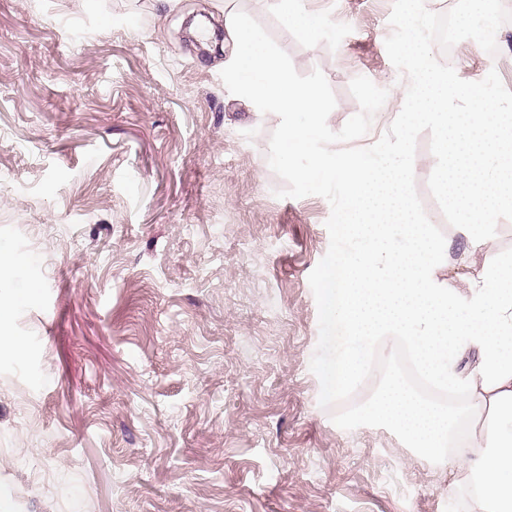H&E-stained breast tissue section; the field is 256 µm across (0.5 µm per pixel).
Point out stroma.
Listing matches in <instances>:
<instances>
[{
    "instance_id": "1",
    "label": "stroma",
    "mask_w": 512,
    "mask_h": 512,
    "mask_svg": "<svg viewBox=\"0 0 512 512\" xmlns=\"http://www.w3.org/2000/svg\"><path fill=\"white\" fill-rule=\"evenodd\" d=\"M393 0H302L326 19L304 40L275 0H0V252L33 259L0 298H36L0 351V484L19 512H483L447 464L416 458L362 409L396 375L383 347L350 391L325 395L333 350L321 272L358 259L336 234L343 183L273 164L278 117L229 79L232 45L196 42L243 11L299 74L321 71L340 131L364 76L387 90L368 133L399 114ZM498 52H437L466 81L512 90V22ZM420 134L416 189L428 188ZM469 258L471 277L512 253V211ZM36 290L35 286L26 288L24 292L14 297L9 304L5 306L0 304V350H2V348H9L19 353L24 350V342L22 339L9 334L7 330L2 331L1 324L2 321L5 322L6 317L12 312L15 306L32 299L35 296Z\"/></svg>"
}]
</instances>
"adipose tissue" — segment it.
<instances>
[{"instance_id": "ef3b65f1", "label": "adipose tissue", "mask_w": 512, "mask_h": 512, "mask_svg": "<svg viewBox=\"0 0 512 512\" xmlns=\"http://www.w3.org/2000/svg\"><path fill=\"white\" fill-rule=\"evenodd\" d=\"M224 26L234 48L235 83L249 100L281 118L275 164L305 155L302 179L342 182L346 201L337 231L342 239L364 244L359 264L338 257L321 277L326 320L345 331L326 370L328 395L351 388L375 349L404 348L428 384L468 392L470 405L433 403L395 377L365 407V418L397 430L418 458L447 461L450 472L473 486L487 512H512V254L470 284L469 315L461 317L459 293L441 275L439 251L414 215L410 172L377 168L359 156L313 154L324 112L318 89L295 83L240 16L225 15ZM405 51L419 73L404 123L411 127L428 118L439 124L441 145L452 153L441 173L457 191L451 205L459 232L467 251L482 249L500 206H512V102L460 87L423 52L410 45ZM298 112L309 115V122L294 121ZM395 224L408 241L401 251L387 244ZM486 413L491 429L475 439L465 435L464 426Z\"/></svg>"}]
</instances>
